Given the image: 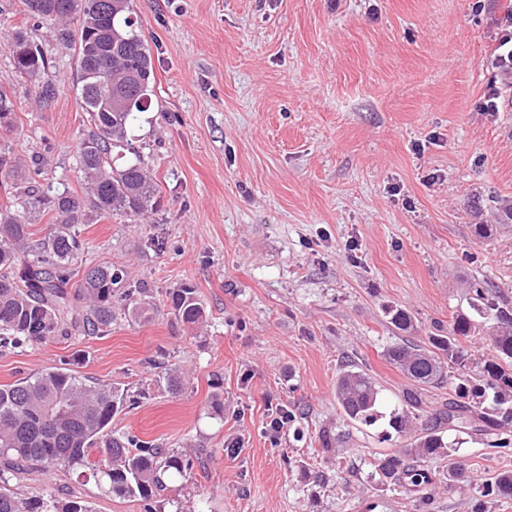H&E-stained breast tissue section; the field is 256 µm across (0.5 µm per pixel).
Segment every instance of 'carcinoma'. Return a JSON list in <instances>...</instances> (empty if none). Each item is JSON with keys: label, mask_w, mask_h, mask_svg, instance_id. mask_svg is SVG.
<instances>
[{"label": "carcinoma", "mask_w": 512, "mask_h": 512, "mask_svg": "<svg viewBox=\"0 0 512 512\" xmlns=\"http://www.w3.org/2000/svg\"><path fill=\"white\" fill-rule=\"evenodd\" d=\"M31 27L8 33L7 47L15 72L33 82L38 101L51 103L56 84L41 80L50 61L36 40L45 23L53 25L59 44L77 59L73 86L87 112L89 131L80 139L77 172L85 197L43 187L42 163L26 169L0 159V173L12 180V204L0 208V347L45 342L56 336H101L112 326V298L148 320L153 307L140 298L144 291L127 287L116 265H84L78 311L68 291L73 265L84 243L75 226L88 223L87 211L100 217L135 220L158 210L159 189L132 139V124L151 107L155 75L151 52L136 31L130 0H25ZM14 101L0 88V128H14ZM134 159L122 164L124 153ZM50 216L54 230L32 238V224ZM471 307L493 314L491 340L497 356L478 360L459 337L472 336L477 325L465 313L448 327H437L428 345H390L385 357L410 381L401 409L390 418L397 432L410 435L403 454L377 459L385 480H403L415 487L431 481L426 462L448 464V488L461 482L456 456L464 437L487 439L493 448L512 444V302L501 291L470 284ZM173 315L194 325L204 309L195 289L182 285L166 292ZM390 323L401 331L414 328L404 309L388 310ZM448 387V401L430 408L422 399L426 387ZM379 392L371 378L354 369L340 372L336 401L347 418L371 425L377 421ZM124 394L108 384L89 381L68 367L37 371L12 384L0 385V475L31 466L67 469L92 479L116 497L137 498L144 512H156L157 497L167 481L186 479L196 470L192 458L150 444L130 432H112V417ZM472 512H486L491 497L512 496V471L468 482ZM0 512H92L72 501L61 507L51 494L21 498L0 488Z\"/></svg>", "instance_id": "cac0c4a2"}]
</instances>
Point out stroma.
Returning a JSON list of instances; mask_svg holds the SVG:
<instances>
[{
	"instance_id": "1",
	"label": "stroma",
	"mask_w": 512,
	"mask_h": 512,
	"mask_svg": "<svg viewBox=\"0 0 512 512\" xmlns=\"http://www.w3.org/2000/svg\"><path fill=\"white\" fill-rule=\"evenodd\" d=\"M154 64L150 111L133 129L161 206L144 220L81 227L82 259L128 272L155 312L115 303L103 336H59L0 348V385L71 365L123 390L113 430L176 451L206 450L205 474L176 479L161 512H470L443 465L416 489L382 481L378 457L403 447L388 425L408 379L384 358L401 340L470 312L468 281L512 299V92L483 109L497 70L496 22L512 0H133ZM53 102L12 66L0 43V87L16 119L0 153L47 155L46 182L79 195L78 142L89 124L73 90L76 58L49 27ZM193 286L206 310L189 327L166 293ZM408 311L405 333L387 309ZM379 391L375 424L336 402L345 366ZM184 388L168 390L166 373ZM221 393L223 412L211 406ZM294 420L278 438L276 409ZM459 460L470 478L512 470V447L475 439ZM0 484L50 493L92 512H143L75 472L33 468Z\"/></svg>"
}]
</instances>
